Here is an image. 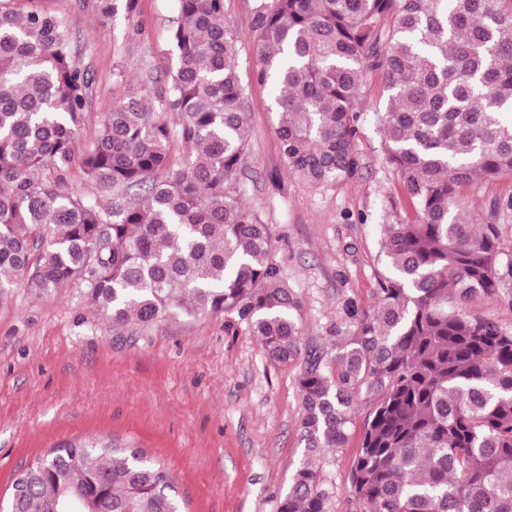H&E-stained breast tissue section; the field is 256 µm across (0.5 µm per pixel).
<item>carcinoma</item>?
I'll use <instances>...</instances> for the list:
<instances>
[{"label":"carcinoma","mask_w":512,"mask_h":512,"mask_svg":"<svg viewBox=\"0 0 512 512\" xmlns=\"http://www.w3.org/2000/svg\"><path fill=\"white\" fill-rule=\"evenodd\" d=\"M0 0V288L78 282L114 326L235 311L268 358L299 362L303 457L277 512H331L327 455L372 400L349 475L359 512H512V332L466 312L499 295L497 224L459 190L512 175V0H273L260 5L256 80L272 83L288 169L323 183L358 166L368 79L387 98L385 160L418 221L384 226L374 304L351 334L302 344L275 240L241 199L247 149L237 40L224 0H177L174 65L157 91L123 86L76 151L89 80L65 22ZM106 17L137 0H95ZM177 120L169 122L165 114ZM173 140L186 157L175 162ZM94 189L70 188L74 164ZM3 512H182L158 461L111 438L59 444L25 469Z\"/></svg>","instance_id":"carcinoma-1"}]
</instances>
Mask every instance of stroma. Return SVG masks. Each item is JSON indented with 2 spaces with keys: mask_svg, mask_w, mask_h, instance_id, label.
<instances>
[{
  "mask_svg": "<svg viewBox=\"0 0 512 512\" xmlns=\"http://www.w3.org/2000/svg\"><path fill=\"white\" fill-rule=\"evenodd\" d=\"M68 26L76 60L91 79L81 146L95 138L124 82L165 78L175 0H138L133 14L105 19L94 0H36ZM261 0H224L245 87L248 155L243 202L269 225L275 262L297 294L302 336L321 343L349 335L347 305L375 298L382 228L412 222L400 174L385 162L377 113L387 96L372 76L352 177L316 183L289 171L272 111L273 89L252 80ZM512 193V176L465 185V215ZM299 364L271 362L237 313L115 327L72 283L52 294L0 293V499L16 476L55 445L109 436L161 460L189 512H276L302 452ZM371 409L361 398L344 448L325 462L332 512H351L350 470Z\"/></svg>",
  "mask_w": 512,
  "mask_h": 512,
  "instance_id": "obj_1",
  "label": "stroma"
}]
</instances>
